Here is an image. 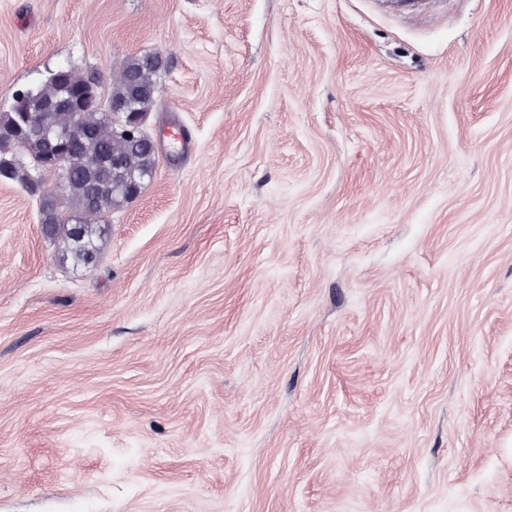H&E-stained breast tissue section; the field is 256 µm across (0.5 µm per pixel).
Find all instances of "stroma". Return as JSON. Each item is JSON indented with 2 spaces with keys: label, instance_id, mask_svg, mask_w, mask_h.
<instances>
[{
  "label": "stroma",
  "instance_id": "stroma-1",
  "mask_svg": "<svg viewBox=\"0 0 512 512\" xmlns=\"http://www.w3.org/2000/svg\"><path fill=\"white\" fill-rule=\"evenodd\" d=\"M155 51L96 262L0 182V512H512V0H0V112Z\"/></svg>",
  "mask_w": 512,
  "mask_h": 512
}]
</instances>
